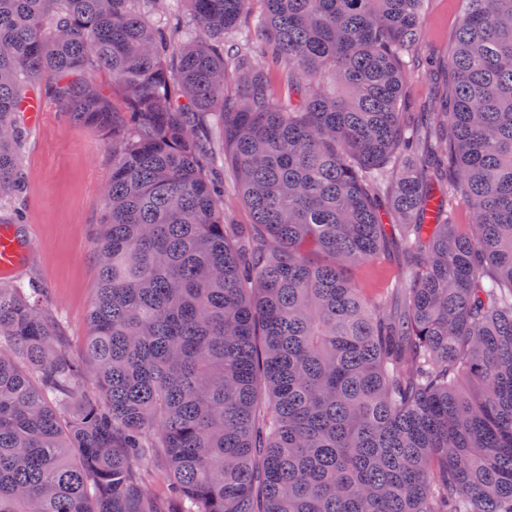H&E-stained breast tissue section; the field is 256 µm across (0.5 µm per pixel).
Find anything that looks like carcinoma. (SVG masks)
I'll use <instances>...</instances> for the list:
<instances>
[{"mask_svg":"<svg viewBox=\"0 0 512 512\" xmlns=\"http://www.w3.org/2000/svg\"><path fill=\"white\" fill-rule=\"evenodd\" d=\"M253 2L0 0V224L42 79L112 150L83 359L0 269V512H512V0H464L421 127L422 0ZM438 85L428 74H407L404 81L405 101L408 105L407 112H411L412 118H426L428 113V102L438 90ZM225 182L228 185L229 194L224 197L225 207L232 209L235 218L239 224H250L251 215L249 211L242 205L234 188L232 176L230 171L226 168L225 170ZM384 248L373 260L353 268L350 277L360 288L361 296L376 304H389L395 298V288L402 278L406 245L387 225Z\"/></svg>","mask_w":512,"mask_h":512,"instance_id":"cac0c4a2","label":"carcinoma"}]
</instances>
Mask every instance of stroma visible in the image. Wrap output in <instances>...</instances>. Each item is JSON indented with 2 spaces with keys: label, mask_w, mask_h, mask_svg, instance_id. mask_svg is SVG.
Here are the masks:
<instances>
[{
  "label": "stroma",
  "mask_w": 512,
  "mask_h": 512,
  "mask_svg": "<svg viewBox=\"0 0 512 512\" xmlns=\"http://www.w3.org/2000/svg\"><path fill=\"white\" fill-rule=\"evenodd\" d=\"M462 11L459 0H423V55L436 61L447 57ZM23 169L27 188L11 206L24 213L34 234L24 275L42 288L45 306L77 354L89 331L98 280L99 197L112 177V153L97 129L67 120L55 109L45 121L30 125ZM405 252L402 238L391 233L376 258L351 270L365 300H394Z\"/></svg>",
  "instance_id": "1"
}]
</instances>
